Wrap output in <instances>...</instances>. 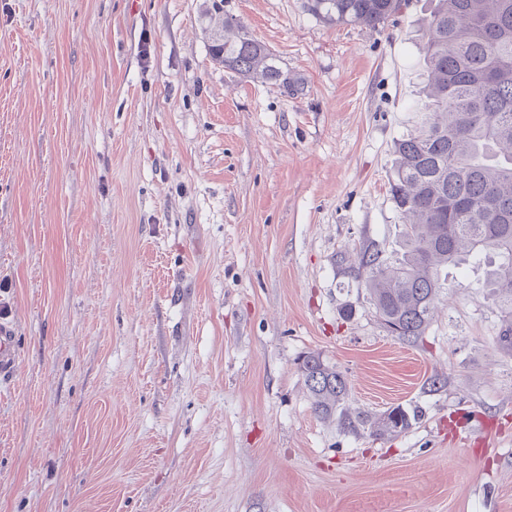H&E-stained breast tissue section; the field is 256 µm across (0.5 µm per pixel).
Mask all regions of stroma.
Wrapping results in <instances>:
<instances>
[{"label": "stroma", "instance_id": "obj_1", "mask_svg": "<svg viewBox=\"0 0 512 512\" xmlns=\"http://www.w3.org/2000/svg\"><path fill=\"white\" fill-rule=\"evenodd\" d=\"M211 3L0 0V512H512L490 260L412 341L336 262L401 256L431 0L375 29L224 0L291 90L211 61ZM310 353L411 428L318 418ZM17 351L14 343L13 330L0 324V376H9L16 363Z\"/></svg>", "mask_w": 512, "mask_h": 512}]
</instances>
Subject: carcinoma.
<instances>
[{"mask_svg":"<svg viewBox=\"0 0 512 512\" xmlns=\"http://www.w3.org/2000/svg\"><path fill=\"white\" fill-rule=\"evenodd\" d=\"M424 26V65L417 134L394 144L390 191L399 213L402 257H384L376 241L359 248L358 265L375 313L394 336H421L442 288L441 273L468 257L495 252L487 287L504 309L498 346L512 352V0H434ZM404 0H313L311 11L336 24L376 29ZM211 59L247 79L289 85L273 53L223 5L204 13ZM300 371L312 409L335 414L352 430L396 435L411 415L395 407L372 418L343 408L345 377L315 353Z\"/></svg>","mask_w":512,"mask_h":512,"instance_id":"carcinoma-1","label":"carcinoma"}]
</instances>
